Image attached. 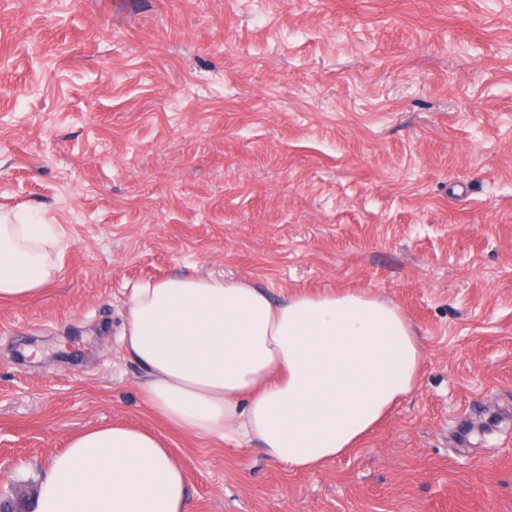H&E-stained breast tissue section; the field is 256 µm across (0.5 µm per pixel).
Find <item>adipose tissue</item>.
I'll return each instance as SVG.
<instances>
[{"label": "adipose tissue", "mask_w": 512, "mask_h": 512, "mask_svg": "<svg viewBox=\"0 0 512 512\" xmlns=\"http://www.w3.org/2000/svg\"><path fill=\"white\" fill-rule=\"evenodd\" d=\"M48 224H0V302L59 269ZM144 404L178 432L260 441L292 470L356 448L415 389L422 342L395 302L363 291L273 301L246 280L185 275L133 288L122 333ZM164 441L123 422L71 436L39 477L33 512H189Z\"/></svg>", "instance_id": "1"}]
</instances>
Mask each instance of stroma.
I'll return each instance as SVG.
<instances>
[{
  "label": "stroma",
  "instance_id": "35a3bbf8",
  "mask_svg": "<svg viewBox=\"0 0 512 512\" xmlns=\"http://www.w3.org/2000/svg\"><path fill=\"white\" fill-rule=\"evenodd\" d=\"M0 216L62 248L0 304V493L122 420L192 512H512V0H0ZM195 273L394 300L417 389L313 472L181 434L121 333Z\"/></svg>",
  "mask_w": 512,
  "mask_h": 512
}]
</instances>
